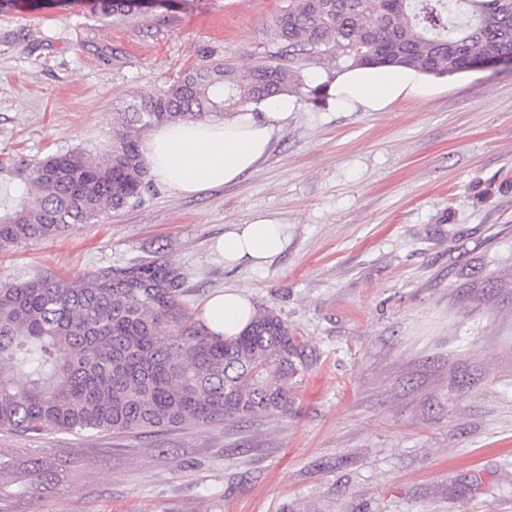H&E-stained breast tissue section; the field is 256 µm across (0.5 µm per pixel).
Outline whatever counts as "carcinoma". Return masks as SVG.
Instances as JSON below:
<instances>
[{"label": "carcinoma", "instance_id": "1", "mask_svg": "<svg viewBox=\"0 0 512 512\" xmlns=\"http://www.w3.org/2000/svg\"><path fill=\"white\" fill-rule=\"evenodd\" d=\"M294 0L278 14L273 43L247 75L212 57L119 113L104 156L77 149L41 159L0 153V251L94 223L142 201L150 187L142 144L154 128L221 117L293 92L286 58L336 53L352 66L397 65L453 75L512 56V0ZM101 19L146 16L141 0H89ZM183 273L165 261L134 262L70 280L52 273L0 283V431L159 434L228 418L288 414L290 381L307 362L272 309L238 335L213 334L183 307ZM38 457L0 460V476L34 484Z\"/></svg>", "mask_w": 512, "mask_h": 512}]
</instances>
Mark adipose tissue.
Wrapping results in <instances>:
<instances>
[{"mask_svg": "<svg viewBox=\"0 0 512 512\" xmlns=\"http://www.w3.org/2000/svg\"><path fill=\"white\" fill-rule=\"evenodd\" d=\"M432 74L399 66H357L336 71L328 95L337 108L385 112L397 101L425 97ZM289 100H268L221 121L196 120L154 129L144 143L143 158L160 186L194 195L234 183L266 157L277 122L286 120ZM288 243V226L266 215L233 224L217 248L227 266L261 267ZM255 312L249 293L228 287L206 302L202 315L219 336L238 335Z\"/></svg>", "mask_w": 512, "mask_h": 512, "instance_id": "ef3b65f1", "label": "adipose tissue"}]
</instances>
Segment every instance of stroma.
Returning <instances> with one entry per match:
<instances>
[{
    "label": "stroma",
    "mask_w": 512,
    "mask_h": 512,
    "mask_svg": "<svg viewBox=\"0 0 512 512\" xmlns=\"http://www.w3.org/2000/svg\"><path fill=\"white\" fill-rule=\"evenodd\" d=\"M164 23L99 20L84 0L0 11V152L99 155L113 114L206 56L240 74L291 0H176ZM26 40H15L19 29ZM304 85L256 170L0 251V281L76 280L135 261L185 274L183 300L246 288L304 346L287 416L163 435L0 433V458L53 467L10 512H512V67L450 76L424 99L350 112ZM288 225L260 269L214 242L255 213Z\"/></svg>",
    "instance_id": "35a3bbf8"
}]
</instances>
